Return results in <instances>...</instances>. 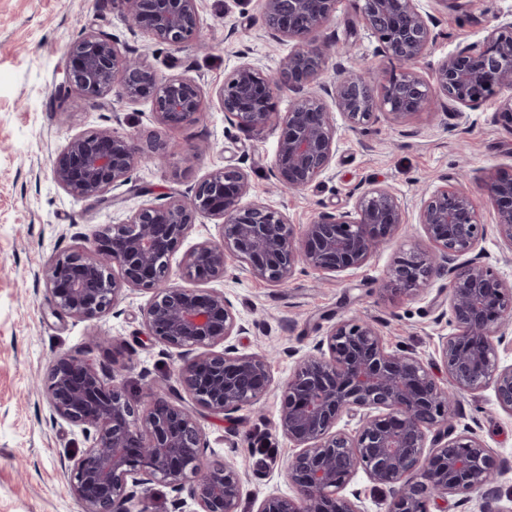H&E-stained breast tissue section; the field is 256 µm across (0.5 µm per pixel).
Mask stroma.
Instances as JSON below:
<instances>
[{"label": "stroma", "mask_w": 512, "mask_h": 512, "mask_svg": "<svg viewBox=\"0 0 512 512\" xmlns=\"http://www.w3.org/2000/svg\"><path fill=\"white\" fill-rule=\"evenodd\" d=\"M421 5L437 20L436 39L417 64L426 77L449 53L482 41L492 26L512 19V0ZM359 7V0H338L319 32L331 47L325 81L341 66L392 67L361 23ZM260 14L259 0H199V39L171 49L131 31L112 0H0V512H80L63 462L86 442L79 427L50 414L43 387L52 357L84 355L133 395L143 377L171 381L178 367L145 333L141 310L148 292L125 291L114 309L82 320L55 309L41 276L44 265L79 245L82 236L123 223L142 205L185 193L225 165L242 166L249 174L244 204H270L298 226L321 210L352 209L359 187L372 182L390 187L406 207L404 228L362 269L335 276L299 270L277 288L233 265L224 278L211 281L251 327L238 341L240 352L272 353L275 379H287L295 353L309 352L328 326L353 316L378 320L388 346L405 347L426 362L437 359L439 337L453 332L439 316L447 276L432 275L413 296L380 293L378 284L400 258L429 250L418 209L441 176L458 179L472 194L481 222L489 226L481 247L494 273L512 282V246L491 229L495 206L481 182L489 170L512 173V126L499 116L504 96L454 120L437 92L429 109L415 116L397 120L381 113L358 128L337 117L339 141L330 169L305 190L280 193L272 167L281 127L272 122L253 131L231 124L215 95L241 62L253 61L272 74L292 50L291 42L269 39ZM86 27L109 34L121 50L146 57L162 74L197 79L207 99L205 112L166 129L149 101L129 102L116 92L98 109L52 107L69 47ZM102 128L154 143L166 155L164 164L137 167L109 205L71 195L52 177V162L70 137ZM280 407L279 394L272 393L229 420L196 411L209 452L234 461L244 475L243 512L270 493L291 492L284 467L293 448L278 428ZM455 424L474 427L496 462L504 463L497 484L503 496L512 497V415L498 406L493 390L463 397Z\"/></svg>", "instance_id": "1"}]
</instances>
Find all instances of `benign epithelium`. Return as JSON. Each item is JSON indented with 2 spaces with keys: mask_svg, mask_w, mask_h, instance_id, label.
Instances as JSON below:
<instances>
[{
  "mask_svg": "<svg viewBox=\"0 0 512 512\" xmlns=\"http://www.w3.org/2000/svg\"><path fill=\"white\" fill-rule=\"evenodd\" d=\"M198 2L113 0L131 30L172 48L197 38ZM336 2L261 0L269 37L296 47L277 76L244 62L217 93L224 116L254 130L268 125L276 93L295 97L272 168L279 188L301 190L330 168L336 111L353 127L380 112L404 118L425 111L437 90L448 99L449 116L459 118L463 109L512 90V21L449 54L432 80L423 78L415 64L435 40L436 20L419 0H361V21L399 69L342 68L335 82L323 83L330 48L317 34ZM70 57L53 93L60 109L75 102L97 107L117 87L127 100L150 101L165 127L202 112L204 90L195 78L161 74L146 58L123 53L107 33L82 32ZM158 159L136 138L100 129L71 138L54 160L53 176L67 192L108 203L110 191L125 185L138 165ZM442 181L418 213L434 253L401 258L382 290L413 295L433 271L448 275L440 317L454 332L438 340L443 384L414 353L387 347L376 323L362 318L331 325L278 383L266 353L238 352L235 341L249 328L224 293L173 282L171 258L204 216L220 220L222 233L185 253L182 270L190 281L222 278L234 262L271 286L288 284L299 268L328 275L360 269L406 223L402 203L387 186L370 184L358 192L353 210L320 211L298 228L270 205L242 204L248 174L228 165L187 194L144 205L127 222L107 224L51 259L43 268L46 291L58 309L79 319L115 307L127 289L151 293L142 309L146 334L180 361L176 384L149 381L138 396L83 356L50 361L45 390L51 416L79 427L87 443L65 466L81 512H144L137 504L154 483L187 492L196 512H241L242 473L224 458L206 456L192 406L229 417L273 390L281 392L279 430L294 448L286 467L293 495L271 493L254 512H361L358 494H342L360 471L389 498L387 512H447L450 497L457 505L475 504V512H512L497 507L491 449L473 428L458 433L450 424L460 398L486 387L512 413V364L498 359V346L512 345V283L494 275L486 261L480 244L487 227L471 194ZM485 188L497 213L495 229L512 243V174L488 176ZM114 267L120 276L111 275ZM345 415L357 419L352 432L337 428Z\"/></svg>",
  "mask_w": 512,
  "mask_h": 512,
  "instance_id": "obj_1",
  "label": "benign epithelium"
}]
</instances>
